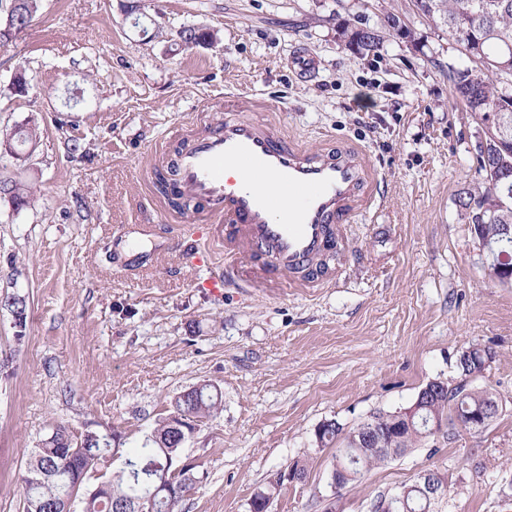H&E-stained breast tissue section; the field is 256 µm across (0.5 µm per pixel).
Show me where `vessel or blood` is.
I'll use <instances>...</instances> for the list:
<instances>
[{"label": "vessel or blood", "instance_id": "vessel-or-blood-1", "mask_svg": "<svg viewBox=\"0 0 512 512\" xmlns=\"http://www.w3.org/2000/svg\"><path fill=\"white\" fill-rule=\"evenodd\" d=\"M259 175L275 191L257 187ZM151 176L173 178L206 213L225 252L246 246L270 278L337 249L343 225L374 206L380 192L369 157L349 140L311 154L275 126L238 116L191 139L174 169L157 167Z\"/></svg>", "mask_w": 512, "mask_h": 512}]
</instances>
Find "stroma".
Segmentation results:
<instances>
[{
    "label": "stroma",
    "instance_id": "1",
    "mask_svg": "<svg viewBox=\"0 0 512 512\" xmlns=\"http://www.w3.org/2000/svg\"><path fill=\"white\" fill-rule=\"evenodd\" d=\"M42 0L0 44V140L37 127L36 144L0 153V181L31 186L18 207L0 194V512H23L22 476L58 425L140 447L171 398L221 388L180 452L199 478L181 512H248L270 477L306 461L271 512H369L376 495L435 469L438 512H512V284L490 280L459 198L483 179L479 127L449 100V65L467 58L411 0ZM402 17L413 41L378 56L348 49L342 20L383 27ZM213 30L184 47L182 29ZM319 61L314 76L294 53ZM33 82L19 94V70ZM276 122L311 151L342 136L366 150L384 200L345 226L339 279L315 288H216L224 265L199 267L182 244L204 225L161 213L146 187L151 150L174 157L177 131L198 135L225 105ZM204 122L195 123L198 112ZM176 223L121 240L129 224ZM24 303L17 328L14 300ZM495 357L478 378L500 412L477 432L419 447L333 491L326 420L352 429L409 407L430 380L457 383L470 345Z\"/></svg>",
    "mask_w": 512,
    "mask_h": 512
}]
</instances>
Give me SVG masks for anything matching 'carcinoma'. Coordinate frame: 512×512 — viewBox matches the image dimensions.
Here are the masks:
<instances>
[{
  "mask_svg": "<svg viewBox=\"0 0 512 512\" xmlns=\"http://www.w3.org/2000/svg\"><path fill=\"white\" fill-rule=\"evenodd\" d=\"M41 0H10V16L0 15V44L6 43L28 27L40 10ZM414 7L429 23L448 29V38H461L468 34L480 41L483 55L490 59L499 49L512 44V0H416ZM341 34L347 46L361 56L375 55L384 42L381 31L370 26L340 24ZM454 76L449 80L452 96L470 115H499L504 119L503 140L512 142V102L504 98L498 84V73L475 72L472 68L451 67ZM478 169L484 172L482 186L468 190L460 199L465 209L470 204L483 210L475 219L479 239L496 245L504 235V228H512V196L505 197L499 191V180L512 179V147L501 149L496 140L487 138V151L477 157ZM12 203L28 204L32 196L29 186L14 184L8 188ZM489 351L474 346L470 354L458 359L457 368L464 381L446 392H437L426 400L425 406L412 417L411 423H396L390 412H377L350 431L344 430L335 420L322 425L318 445L326 447L342 440L348 455L338 453L333 465L347 469L348 475L340 479L341 486L360 482L373 467L391 459L380 448H416L435 442L427 432L423 419L438 417L445 421L447 430L465 427L471 416L487 408L497 399L491 388L470 387L467 379L482 376L484 356ZM223 405L222 391L208 383L192 386L185 396L172 398L167 414L188 412L194 418H202L218 411ZM170 430L167 418H162L150 436L139 448L128 453L110 448V442L101 437L95 448L86 451L77 447L76 436L62 426L35 449L25 474L24 512H71L72 504L80 501L82 512H117L125 509L135 512L130 497L148 490L155 492L151 512H179V504L185 493L197 480L196 466L185 468L171 487L157 488L155 478L168 469V462L179 456L181 446L163 447ZM118 453L122 467L113 478L93 489L86 482L91 473ZM399 512H434L433 503L424 492L414 490L407 507Z\"/></svg>",
  "mask_w": 512,
  "mask_h": 512,
  "instance_id": "carcinoma-1",
  "label": "carcinoma"
}]
</instances>
